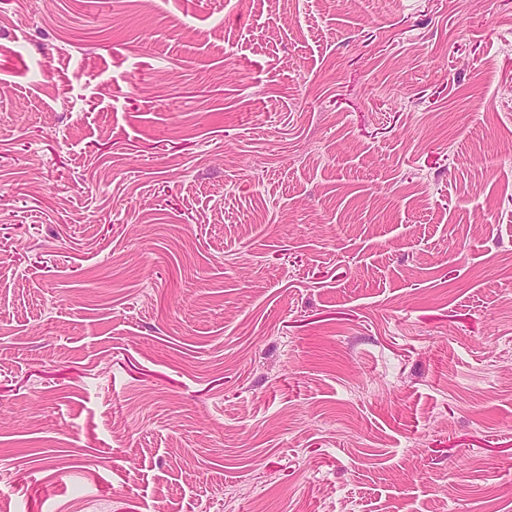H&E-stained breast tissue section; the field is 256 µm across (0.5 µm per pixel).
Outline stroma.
Returning a JSON list of instances; mask_svg holds the SVG:
<instances>
[{"label":"stroma","mask_w":512,"mask_h":512,"mask_svg":"<svg viewBox=\"0 0 512 512\" xmlns=\"http://www.w3.org/2000/svg\"><path fill=\"white\" fill-rule=\"evenodd\" d=\"M512 0H0L9 512H512Z\"/></svg>","instance_id":"1"}]
</instances>
